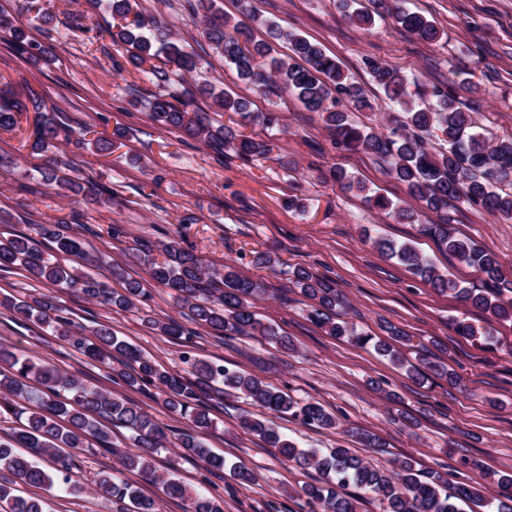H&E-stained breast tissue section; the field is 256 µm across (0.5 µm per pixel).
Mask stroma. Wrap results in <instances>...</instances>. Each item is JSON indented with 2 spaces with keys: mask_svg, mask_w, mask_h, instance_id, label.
Masks as SVG:
<instances>
[{
  "mask_svg": "<svg viewBox=\"0 0 512 512\" xmlns=\"http://www.w3.org/2000/svg\"><path fill=\"white\" fill-rule=\"evenodd\" d=\"M141 5L161 15L177 38L192 45L200 42L195 12L171 9L167 0H141ZM250 5L256 14L319 43L345 73L364 85L369 82L363 64L368 56L426 85L470 78L478 83V91L465 89L461 95L475 98L479 125L494 138L512 135V0H411L414 10L442 30V39L434 44L418 40L387 16L363 30L342 16L338 0H250ZM49 7L58 21L39 31L37 38L48 47L51 63L22 59L0 33V81L19 92L34 90L59 109L71 129L68 138L58 141L60 153L75 160L83 180L109 188L114 201L107 207L88 192L70 198L57 195L55 185L40 174L46 156L24 146L33 130L32 120L25 119L19 129L0 132V215L5 218L0 233H27L32 225L47 221L70 222L71 233L84 234L94 248L111 255L137 279L145 278V269L130 252L146 242L177 240L195 247L214 265L236 266L266 289L254 301L259 317L290 336L298 350L287 355L257 338H224L202 327L197 355L221 358L226 366L260 375L298 399L319 401L336 415L339 426L316 430L277 415L271 416V423L302 448L342 446L379 468L409 459L421 472L439 471L449 482H465L496 495L491 474L512 473V323L468 311L372 246L380 235L412 243L441 271L464 285H481L474 268L449 258L421 234V225L439 222V214L392 178L382 161L334 148L317 113L288 95L273 104L254 95L213 53L192 74V81L251 99L254 111L276 109L285 129L247 127V134L275 144L269 159L253 164L230 152L217 155L195 140L182 141L179 133L153 121L146 109L129 106L131 78L113 71L107 57L109 39L93 43L86 34L61 24L62 18L77 15L85 26L102 28L106 15L94 14L86 0H49ZM86 124L105 140L122 129L120 147L109 153L82 148L79 139ZM288 160L293 170L284 169ZM334 167L345 168L369 190L416 213L417 223L400 224L372 209L363 194L330 179ZM291 196L306 199V212L285 207ZM448 215L458 233L494 251L512 268V223L462 204L450 207ZM113 224L121 226V236L108 234ZM258 250L274 251L287 264H301L333 279L345 296L342 315L358 329L379 336L388 321L415 340L442 344L443 359L463 380L464 389L441 380L416 386L403 369L372 349L326 335L306 319L308 300L285 276L254 265ZM151 294L147 304L133 312L110 311L75 293L62 295L60 303L76 323L110 324L119 337L164 368L181 370L179 346L159 335L151 323L169 317L182 322L186 316L166 289L155 285ZM454 317L489 332L493 343L482 345L456 334L449 326ZM0 344L133 400L163 427H188L160 400L114 383L109 366L87 361L69 341L15 320L2 307ZM374 379L379 388L371 387ZM251 408L248 400L225 397L211 410L216 428L209 443L228 462L252 469L254 484L243 486L229 476L208 484L198 462L168 452L154 456V468L189 490L223 498L224 512H309L298 492L313 481L315 470L282 461L277 449L240 428V414ZM403 412L415 416L417 425L399 422ZM356 429L379 435L384 448H363L352 436ZM108 432L112 449L94 442L80 455L79 476L86 485L117 468V448L130 436L115 422L109 423Z\"/></svg>",
  "mask_w": 512,
  "mask_h": 512,
  "instance_id": "35a3bbf8",
  "label": "stroma"
}]
</instances>
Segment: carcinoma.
<instances>
[{"mask_svg":"<svg viewBox=\"0 0 512 512\" xmlns=\"http://www.w3.org/2000/svg\"><path fill=\"white\" fill-rule=\"evenodd\" d=\"M106 5L111 17L104 32L112 43V69L121 74L141 75L152 89L135 97L130 106H145L155 122L202 141L217 151L228 150L243 162L261 160L273 153L275 144L248 136L239 128L251 124L265 127L281 125L277 112H253L250 103L229 91L215 92L212 84L192 85L183 93L171 90L168 66L173 65L183 77L198 69L203 61L195 50L187 48L154 14H145L137 0H90ZM394 22L424 41H436L440 30L434 22L407 7L408 0H373ZM205 11L201 36L213 53L224 59L238 77L264 97L288 94L307 110L319 115L333 145L357 153L373 155L387 165L391 177L404 183L409 192L423 200L431 210L448 208V202L477 206L498 219L512 221V136L488 139L480 132L469 106L451 85L444 83L409 91L407 79L399 70L377 58L365 59L371 82L395 102L400 111L388 115L377 129L350 119L352 112H372L367 90L352 80L335 57L293 30L274 21L249 14L252 22L266 28L267 40L254 39L253 28L231 23L216 8V0H197ZM34 13L31 25L24 29L0 14V31L9 35L15 52L32 61H49L46 48L34 32L50 20L39 0H30ZM285 43L289 53L277 55L274 44ZM212 100L218 118L198 107V99ZM34 113V153L55 146L62 125L48 110L42 97L33 91L18 93L0 89V130L20 126L21 117ZM228 117L229 123L221 121ZM49 174L58 194L68 197L83 190L109 192L104 185L83 186L79 169L60 155L50 157ZM372 208L397 221H413L414 214L398 209L388 198L373 193L367 196ZM41 243L26 235L0 237V270L15 266L50 289L31 300L0 296V306L17 319L29 320L46 331L61 336L92 361L104 364L114 360L112 379L128 388L150 393L160 392L165 407L190 423V429L175 435L157 425L138 405L115 397L86 383L73 374L32 357L0 346V412L25 420L23 428L0 436V471L11 479L0 481V512H48L39 498L24 499L15 494V486H57L73 495L88 488L77 479V453L93 438L104 448L109 435L101 420L121 423L133 431L131 447L135 451L120 456V468L100 475L94 494L112 503L113 512H159L158 502L143 495L139 488L122 478L124 471L137 470L145 478L162 485L170 498L189 501L185 512H224V500L197 492L188 493L176 478L156 474L154 455L178 448L181 455L199 461L207 474L220 477L226 462L209 446L214 428L209 399L242 395L262 410L289 414L302 424L321 430H334L336 416L317 401H299L270 386L262 377L230 369L219 359H201L193 352L195 331L175 319L155 320L152 326L161 335L182 347L179 358L187 375L168 371L155 359L112 332L106 323L77 327L64 316L58 295L78 292L90 301L113 311H132L146 304L150 291L142 280L132 278L112 257L90 247L84 239L71 235L65 222L35 225ZM423 234L434 239L439 248L456 260L477 269L483 275L482 288H467L450 275L441 273L429 257L407 242L397 243L378 237L372 244L380 253L419 275L431 287L460 299L474 311L487 313L499 321L512 322V282L506 281L503 263L497 254L459 237L452 225H422ZM148 279L167 289L176 305L188 311L191 321L223 336H254L272 343L282 353H293V340L280 334L257 317L253 310L261 285L242 276L233 266L208 267L193 247L169 240L152 248L138 249ZM64 256L79 257L95 273L79 272L61 262ZM254 262L278 275L288 273V280L311 300L306 310L308 321L333 337L345 338L355 346L373 344L374 349L402 366L407 376L420 385L430 376L444 378L450 385L458 377L427 346L415 345L417 362L406 364L397 345H409L413 336L392 325L387 327L390 340H373L354 325L336 319V308L343 295L336 284L316 275L304 266L283 263L273 252H258ZM119 280L123 288H112ZM240 427L261 437L280 455L301 468H313L322 480L301 486V495L314 512H358L360 497L343 495L340 490L353 487L377 499L382 512H462L461 505L472 503L485 512H512V479L497 480L498 495L488 499L482 491L458 482L448 486V474L432 472L421 476L411 462L404 460L392 469L369 465L349 448L337 447L325 454L317 448L300 449L295 442L257 415L245 412ZM49 457L53 467L43 469L39 459ZM240 484L256 481L245 465L229 466Z\"/></svg>","mask_w":512,"mask_h":512,"instance_id":"carcinoma-1","label":"carcinoma"}]
</instances>
